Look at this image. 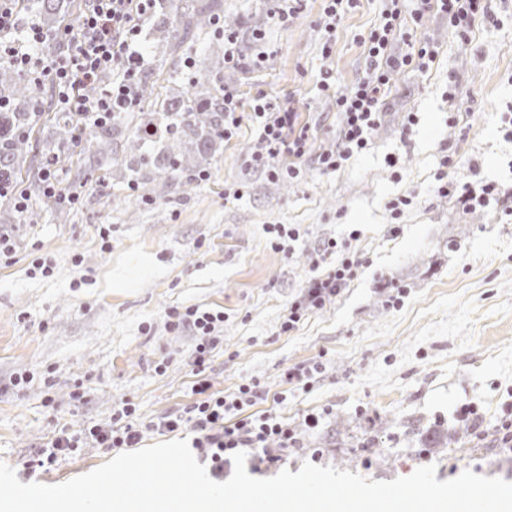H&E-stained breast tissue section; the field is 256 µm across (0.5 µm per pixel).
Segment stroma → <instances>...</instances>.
<instances>
[{"label": "stroma", "instance_id": "1", "mask_svg": "<svg viewBox=\"0 0 512 512\" xmlns=\"http://www.w3.org/2000/svg\"><path fill=\"white\" fill-rule=\"evenodd\" d=\"M322 5L307 0L282 27L269 0H224V20L241 35L263 32L273 53L266 70L237 73L243 104L260 91L293 97L325 148L336 139V107L318 93V75L332 71L342 89L356 80L361 37L381 3L361 0L342 18L328 57ZM491 9L499 25L476 24L465 40L439 17L418 30L437 45L435 62L394 76L369 149L338 171L309 160L288 181L252 168L258 140L247 117L210 160L207 181L175 189L156 180L134 207L117 187L92 184L66 219L47 213L8 225L18 250L0 261V461L24 483L58 484L95 469L116 449L80 448L33 473L27 463L61 432L110 424L123 399L137 406L141 446L159 442L150 422L193 401L195 338L170 331L165 312L196 305L224 313L209 369L214 390L260 384L284 397L264 409L296 428V447L270 467L248 466L251 476L298 472L317 452L320 465L372 480L433 464L440 481L469 469L512 482V451L500 442L512 421V223L499 207L468 211L432 189L445 144L465 158L460 176L512 186V142L499 131L502 113H512V0H492ZM223 52L217 30L183 47L186 75L221 68ZM410 112L418 123L407 130ZM391 154L399 170L386 166ZM230 184L241 185V198H225ZM402 196L411 204L394 235L386 204ZM271 224L299 225L291 251L272 248ZM353 229L358 238H349ZM328 239L356 251L362 268L336 300L281 332ZM40 257L51 261V276L33 271ZM399 289L405 297L391 305ZM315 361L321 370L308 389L287 383L289 367ZM29 372L38 381L15 392L11 380ZM77 389L83 402L72 398ZM470 403L477 418H461ZM310 413L323 416L317 429L304 425Z\"/></svg>", "mask_w": 512, "mask_h": 512}]
</instances>
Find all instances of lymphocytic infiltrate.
<instances>
[{"mask_svg": "<svg viewBox=\"0 0 512 512\" xmlns=\"http://www.w3.org/2000/svg\"><path fill=\"white\" fill-rule=\"evenodd\" d=\"M15 2L0 0V63L19 68L34 85L51 83L61 110L84 114L94 124L104 122L112 113L134 107L130 78L143 66V59L134 48L140 34L139 20L150 13L156 0H87L86 11L71 32L69 48L61 56L30 52V44L45 42L47 34L34 23L26 33H19ZM381 2L379 23L362 39L366 54L362 76L349 89L340 91L334 87L331 72L325 70L319 75L320 91L332 92L335 98V146L314 151L316 130L301 120L294 100L260 93L251 102L252 116L259 127V144L250 155L253 168L273 178L295 179L301 174V161L311 155L322 171L341 169L366 150L370 135L380 122V109L393 73L426 69L436 56L434 46L426 41L414 44L404 55H392L394 39L410 35L433 13L446 16L449 28L460 38L469 36L476 23L496 21L489 0ZM107 72L112 75L111 85L102 88L96 96H86L85 88ZM461 165L462 158L455 149L442 148L433 174L436 193L457 199L469 209L495 202L502 205L505 216L512 218V192L494 181L450 178V171ZM318 257L325 269L289 304L280 325L281 332L295 330L309 312L322 309L338 297L362 265L357 253L334 240L323 242ZM165 316L169 329L188 330L196 338L191 386L195 400L182 411L160 417L154 422V429L172 433L186 426L193 428L199 433L201 444L209 448L210 461L218 471L223 469L226 456L244 449L263 448L271 442L279 443L284 449L295 447L294 430L287 422L271 412L255 411L257 401L266 397L259 385L242 384L228 394L212 391L206 370L220 342L223 311L194 305L169 308ZM135 413L133 402H123L112 415L111 427L93 426L73 434H61L49 447L39 450L28 465L45 466L87 444L99 448L136 447L140 433L133 424Z\"/></svg>", "mask_w": 512, "mask_h": 512, "instance_id": "obj_1", "label": "lymphocytic infiltrate"}]
</instances>
